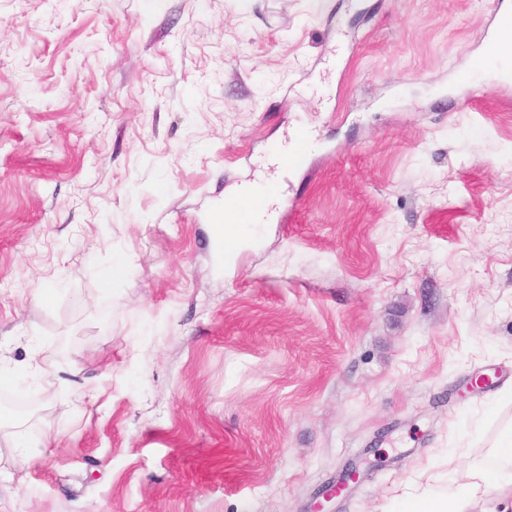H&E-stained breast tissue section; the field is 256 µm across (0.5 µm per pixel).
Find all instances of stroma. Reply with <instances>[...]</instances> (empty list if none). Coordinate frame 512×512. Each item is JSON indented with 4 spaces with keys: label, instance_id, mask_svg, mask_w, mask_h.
Wrapping results in <instances>:
<instances>
[{
    "label": "stroma",
    "instance_id": "stroma-1",
    "mask_svg": "<svg viewBox=\"0 0 512 512\" xmlns=\"http://www.w3.org/2000/svg\"><path fill=\"white\" fill-rule=\"evenodd\" d=\"M494 14L0 0V401L35 404L0 427V512H390L479 458L512 423ZM301 127L276 218L217 255ZM244 217L248 216L241 215L237 212H228L224 215V226L219 225L222 232L224 231V239L218 237L215 244L216 250L219 253L224 252V254L228 255L235 246L242 242L243 224L241 223L243 222L242 218Z\"/></svg>",
    "mask_w": 512,
    "mask_h": 512
}]
</instances>
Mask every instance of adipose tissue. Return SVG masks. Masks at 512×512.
<instances>
[{
  "label": "adipose tissue",
  "mask_w": 512,
  "mask_h": 512,
  "mask_svg": "<svg viewBox=\"0 0 512 512\" xmlns=\"http://www.w3.org/2000/svg\"><path fill=\"white\" fill-rule=\"evenodd\" d=\"M492 494L512 496V424L499 432L480 462L449 477L445 490L412 485L396 497L392 512H472Z\"/></svg>",
  "instance_id": "adipose-tissue-1"
}]
</instances>
